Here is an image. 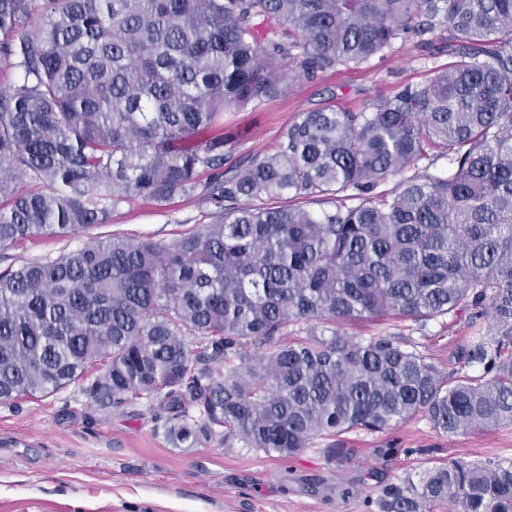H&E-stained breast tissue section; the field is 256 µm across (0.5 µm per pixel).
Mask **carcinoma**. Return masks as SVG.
<instances>
[{"instance_id":"1","label":"carcinoma","mask_w":512,"mask_h":512,"mask_svg":"<svg viewBox=\"0 0 512 512\" xmlns=\"http://www.w3.org/2000/svg\"><path fill=\"white\" fill-rule=\"evenodd\" d=\"M43 4L0 0L15 74L0 88V249L85 232L139 198L196 196L211 222L0 272V402L101 364L91 396L163 397L173 442L279 457L417 416L450 436L512 424V0ZM410 34L446 39L452 61L359 112H303L224 172V113ZM430 156L447 176L405 175ZM349 191L358 205L300 206ZM453 312L472 336L447 374L396 336L340 331ZM382 493L387 512H512V462L435 463Z\"/></svg>"}]
</instances>
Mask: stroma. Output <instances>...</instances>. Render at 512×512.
Here are the masks:
<instances>
[{"instance_id": "obj_1", "label": "stroma", "mask_w": 512, "mask_h": 512, "mask_svg": "<svg viewBox=\"0 0 512 512\" xmlns=\"http://www.w3.org/2000/svg\"><path fill=\"white\" fill-rule=\"evenodd\" d=\"M447 62V53L410 36L394 42L385 59L300 79L283 97L226 113L225 165L272 149L300 113L360 110L424 82ZM209 221L207 207L194 198L164 205L136 199L88 234L36 236L0 250V271L58 257L91 237L170 244ZM343 330L364 340L397 336L445 373L470 334L463 312L423 324L357 321ZM96 374L89 369L46 397L0 404V512H381L383 487L415 473L424 457L512 461V425L448 436L421 417L379 433L346 434L356 450L347 462L329 460L324 438L291 458L239 442L227 448L217 438L178 448L168 438L170 412L162 399L99 405L88 392Z\"/></svg>"}]
</instances>
